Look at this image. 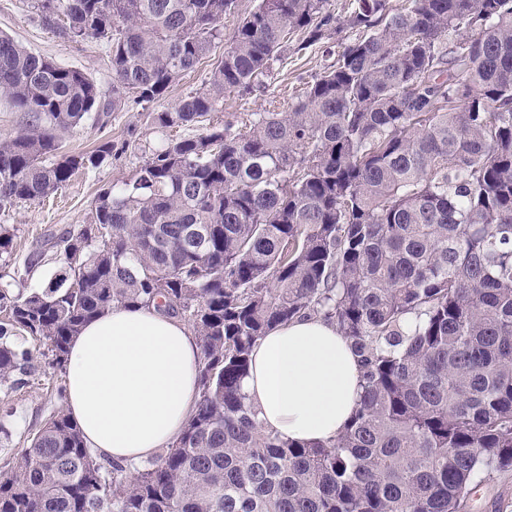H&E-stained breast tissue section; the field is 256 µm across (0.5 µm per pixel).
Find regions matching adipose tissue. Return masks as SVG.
Wrapping results in <instances>:
<instances>
[{"mask_svg": "<svg viewBox=\"0 0 512 512\" xmlns=\"http://www.w3.org/2000/svg\"><path fill=\"white\" fill-rule=\"evenodd\" d=\"M200 359L186 324L151 306H115L87 322L65 365L66 410L87 448L125 464L171 446L199 400ZM361 375L336 325L312 316L256 342L242 390L268 428L327 442L354 415Z\"/></svg>", "mask_w": 512, "mask_h": 512, "instance_id": "ef3b65f1", "label": "adipose tissue"}]
</instances>
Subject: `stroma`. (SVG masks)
Masks as SVG:
<instances>
[{"label":"stroma","mask_w":512,"mask_h":512,"mask_svg":"<svg viewBox=\"0 0 512 512\" xmlns=\"http://www.w3.org/2000/svg\"><path fill=\"white\" fill-rule=\"evenodd\" d=\"M257 4L258 0H236L233 12L224 18V40L179 79L164 99L143 108L131 104L120 111L94 113L76 128L61 133V146L66 153L90 151L104 141L112 142L114 150L98 168L74 174L49 201L22 200L0 211V224L8 225L14 234L11 253L0 257V272L10 275L13 292L37 291L54 279L60 270L58 253H48L35 269L26 267L37 244L48 234L59 235L89 223L100 189L121 185L133 177L166 137L165 131L154 125L153 113L170 109L187 94L205 87L212 69L224 55L226 37L232 36L239 20ZM35 5V0H0V33L58 65L85 72L97 81L104 94H111L112 67L105 44L61 38L41 23ZM351 37L350 31L342 30L330 33L324 48L288 51L282 60L274 62L260 88L247 95L225 94L224 107L215 112V121L238 125L255 112L284 111L306 81L322 72L330 61V52ZM16 342L30 351L37 369L24 374L21 385L0 384V468L13 464L17 450L25 447L32 434L64 407L57 389L64 384L65 376L49 366L46 345L26 336L17 337ZM469 512H512V470L499 472L493 480L481 483L469 503Z\"/></svg>","instance_id":"obj_1"}]
</instances>
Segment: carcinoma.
Returning a JSON list of instances; mask_svg holds the SVG:
<instances>
[{"label":"carcinoma","mask_w":512,"mask_h":512,"mask_svg":"<svg viewBox=\"0 0 512 512\" xmlns=\"http://www.w3.org/2000/svg\"><path fill=\"white\" fill-rule=\"evenodd\" d=\"M330 0H258L206 87L152 121L201 125L249 93ZM235 0H37L41 22L101 41L112 100L80 70L0 34V98L30 114L0 139V209L49 197L112 154H63L92 112L166 96L224 35ZM355 37L283 112L167 139L93 220L47 240L48 287L0 285V382L27 372L15 336L64 370L112 306L187 320L200 399L147 464H103L59 410L0 471V512H467L475 479L512 467V0H353ZM336 323L362 369L358 408L329 443L265 428L242 392L256 341ZM111 470L112 477L106 476Z\"/></svg>","instance_id":"1"}]
</instances>
